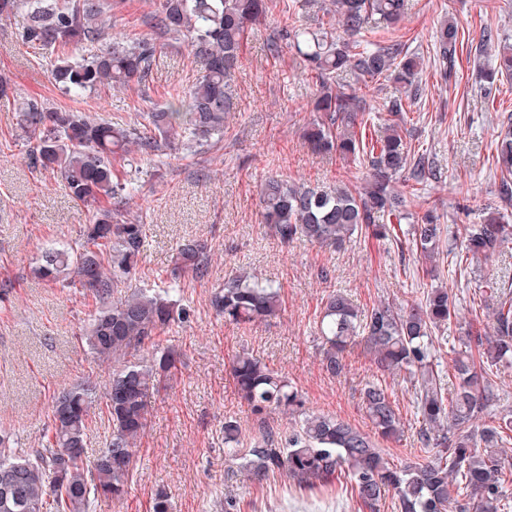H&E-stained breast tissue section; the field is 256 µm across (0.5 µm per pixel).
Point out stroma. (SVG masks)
Here are the masks:
<instances>
[{"mask_svg": "<svg viewBox=\"0 0 512 512\" xmlns=\"http://www.w3.org/2000/svg\"><path fill=\"white\" fill-rule=\"evenodd\" d=\"M108 36L150 38L159 47L152 71L126 89L105 88L82 97L63 94L52 78L55 55L22 45L15 33L23 12L0 19V80L11 87L0 98V429L14 433L20 448H34L49 425V406L65 385L84 377L107 384L111 367L100 364L78 341L94 308L92 299L34 277L31 268L46 247L74 239L88 212L53 175L30 165L17 139L20 101L37 98L50 107L96 114L117 126L133 124L138 113L163 107L199 74L187 42L161 34L151 23L158 0H109ZM325 19L319 6L300 18L269 14L253 25L234 73L236 110L224 141L189 155L166 149L145 162L137 192L113 201L119 216L133 215L147 227L138 261L141 285L169 276L177 246L205 243L210 275L185 280L184 300L194 310L190 323L171 326L158 338L183 353L182 364L165 389L151 393L152 410L137 441L133 480L118 500L99 499L93 512H153L157 490H166L171 512H217L215 504L232 495L240 512H363L345 484L303 491L288 477L263 483L231 471L224 460V421L236 419L242 447H250L261 425L294 426L293 416L271 413L258 420L234 392L230 362L246 351L287 376L309 411L348 422L365 433L373 425L361 405L366 384L387 385L399 407L404 433L377 438L397 465L421 453L414 394L404 375L379 372L361 348L347 349L345 370L337 377L321 367L318 322L322 303L333 290L359 308L388 301L404 305L423 298L431 285L457 296L459 314L440 331L436 357L448 364L466 320L482 316L487 296L476 283L491 272L512 279V250L503 260L458 275L443 256L436 277L405 238L355 236L343 247L322 248L299 239L281 244L261 217L260 188L271 175L294 183L328 187L362 186L365 161L314 153L303 137L313 117V82L289 48L270 54L267 43L282 26L300 21L316 27ZM454 21L464 45L478 43L485 30L512 35V0H409L396 27L376 25L371 38L394 37L416 51L423 68L416 81L420 96L408 107L402 130L415 155L423 156L429 178L423 196L410 198L408 210L421 217L428 207L443 213L442 224L457 229L502 213L512 217V201L500 191L494 140L501 113H512V79L483 92L473 54H459L453 67L433 57L442 20ZM246 267L280 286L283 306L274 318L229 324L210 306L225 275Z\"/></svg>", "mask_w": 512, "mask_h": 512, "instance_id": "1", "label": "stroma"}]
</instances>
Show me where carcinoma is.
I'll return each instance as SVG.
<instances>
[{
	"mask_svg": "<svg viewBox=\"0 0 512 512\" xmlns=\"http://www.w3.org/2000/svg\"><path fill=\"white\" fill-rule=\"evenodd\" d=\"M408 0H329L325 7L336 26L309 28L290 24L272 37L273 51L294 49L304 72L315 80L312 111L318 114L305 132L316 151L344 158L364 155L371 175L364 187H311L268 178L260 189L263 218L280 242L305 238L320 246H342L354 235L386 239L391 227L407 216V192L394 177L411 163V146L400 125L388 124L375 143L366 146L356 131L366 110L369 82L387 74L402 85L404 97L388 111L404 113L403 98L417 97L416 75L421 57L398 41L359 45L337 35L364 36L372 21L391 25L405 15ZM286 0H160L155 25L178 40L189 41L200 75L187 91L165 106L142 113V121L117 127L86 112L51 108L36 98L20 103V129L27 157L35 167L60 179L73 200L89 213L79 238L44 250L33 274L91 298L96 308L80 339L97 361L112 366V380L101 388L90 377L64 385L49 409V434L37 448H15L0 434V512H91L101 498L119 499L127 492L144 432L148 394L166 385L182 363L173 347H159L155 337L174 324L190 320L182 303L180 278L209 275L207 246L187 241L178 246L172 282L165 287L137 286V259L146 239V225L122 221L112 200L136 189L131 172L117 175L116 157L139 171L163 149L179 145L195 153L224 140L225 120L233 110L232 77L248 27L260 22ZM25 9L17 39L54 52L83 44L86 54L74 60L57 56L55 83L72 96L104 87L122 88L141 81L156 62L154 43L114 41L95 48L105 33L104 0H0V17ZM459 29L446 21L437 31L435 53L447 63L457 54ZM477 56L493 55L494 68L480 73L492 84L512 77V39L491 29L483 34ZM350 74L359 87L341 82ZM501 191L512 196V116L495 139ZM441 214L432 206L413 225L412 243L432 263L440 254ZM512 243V225L505 216L464 224L448 253L458 271L480 259L505 255ZM479 287L490 291V330L469 325L444 374L434 362L435 330L457 317L456 298L446 288H432L426 297L404 306L380 302L360 311L340 292L327 295L320 316L324 348L322 369L335 377L345 369L343 354L363 346L382 373L408 376L414 387L424 456L403 467L390 463L373 437L329 416L304 414L300 425L280 431L262 426L250 448L239 447V426L224 421L225 459L245 460L243 469L261 483L284 472L309 490L344 477L357 501L375 512L392 496L396 512H497L506 475L512 476V414L483 419L497 399L493 369L512 363V282L485 277ZM210 305L233 324L253 323L275 315L282 306L280 287L238 269L215 290ZM239 399L260 421L279 411H303L304 402L288 380L247 352L230 365ZM105 405L112 435L93 460L85 456L91 414ZM362 404L375 432L385 438L403 433L396 401L388 388L371 383Z\"/></svg>",
	"mask_w": 512,
	"mask_h": 512,
	"instance_id": "1",
	"label": "carcinoma"
}]
</instances>
